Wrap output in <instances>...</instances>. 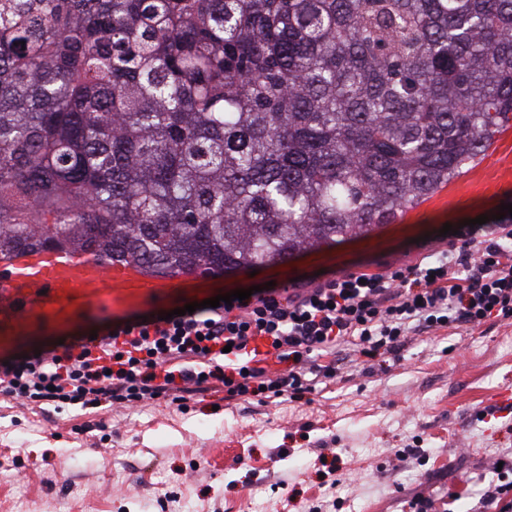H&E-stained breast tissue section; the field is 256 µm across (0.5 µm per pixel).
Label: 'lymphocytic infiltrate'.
Returning <instances> with one entry per match:
<instances>
[{"label":"lymphocytic infiltrate","instance_id":"lymphocytic-infiltrate-1","mask_svg":"<svg viewBox=\"0 0 512 512\" xmlns=\"http://www.w3.org/2000/svg\"><path fill=\"white\" fill-rule=\"evenodd\" d=\"M512 319V223L460 228L447 249L406 266L268 288L249 299L161 320L110 323L96 337L0 363V395L31 405L96 409L223 387L228 400L300 399L335 378L343 344L394 355L413 332ZM472 512H512V460Z\"/></svg>","mask_w":512,"mask_h":512}]
</instances>
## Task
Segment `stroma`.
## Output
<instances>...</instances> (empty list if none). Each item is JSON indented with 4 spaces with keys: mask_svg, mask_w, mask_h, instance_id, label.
Segmentation results:
<instances>
[{
    "mask_svg": "<svg viewBox=\"0 0 512 512\" xmlns=\"http://www.w3.org/2000/svg\"><path fill=\"white\" fill-rule=\"evenodd\" d=\"M461 174L390 224L231 276L195 280L188 297L281 285L315 273L414 263L415 239L445 248L444 224L498 214L512 187ZM95 311L0 346V359L74 339ZM338 376L309 399L228 401L220 388L186 407L164 400L93 410L0 396V512H400L423 494L437 512H470L493 459L512 457V319L413 335L400 361L336 353ZM334 460L329 487L321 459Z\"/></svg>",
    "mask_w": 512,
    "mask_h": 512,
    "instance_id": "1",
    "label": "stroma"
}]
</instances>
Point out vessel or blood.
<instances>
[{"mask_svg":"<svg viewBox=\"0 0 512 512\" xmlns=\"http://www.w3.org/2000/svg\"><path fill=\"white\" fill-rule=\"evenodd\" d=\"M185 273L152 276L137 263L66 248L0 255V341L75 324L99 308L162 303L187 291Z\"/></svg>","mask_w":512,"mask_h":512,"instance_id":"1","label":"vessel or blood"}]
</instances>
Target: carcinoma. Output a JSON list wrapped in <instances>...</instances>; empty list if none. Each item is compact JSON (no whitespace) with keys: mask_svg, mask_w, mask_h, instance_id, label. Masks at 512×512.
Wrapping results in <instances>:
<instances>
[{"mask_svg":"<svg viewBox=\"0 0 512 512\" xmlns=\"http://www.w3.org/2000/svg\"><path fill=\"white\" fill-rule=\"evenodd\" d=\"M512 114V0H0V254L150 274L396 220Z\"/></svg>","mask_w":512,"mask_h":512,"instance_id":"1","label":"carcinoma"}]
</instances>
